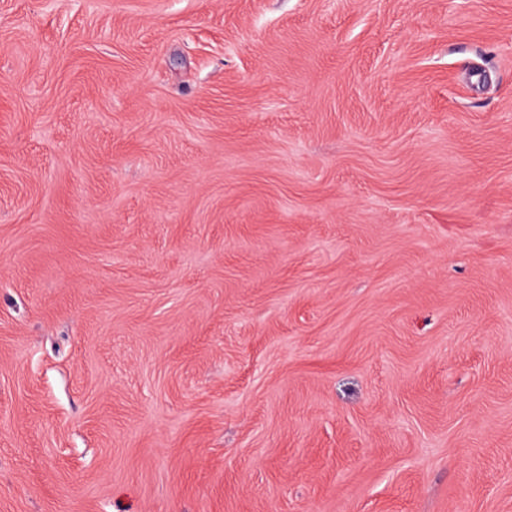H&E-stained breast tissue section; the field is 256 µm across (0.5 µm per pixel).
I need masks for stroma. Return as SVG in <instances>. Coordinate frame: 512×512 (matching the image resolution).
Instances as JSON below:
<instances>
[{
	"mask_svg": "<svg viewBox=\"0 0 512 512\" xmlns=\"http://www.w3.org/2000/svg\"><path fill=\"white\" fill-rule=\"evenodd\" d=\"M0 512H512V0H0Z\"/></svg>",
	"mask_w": 512,
	"mask_h": 512,
	"instance_id": "1",
	"label": "stroma"
}]
</instances>
